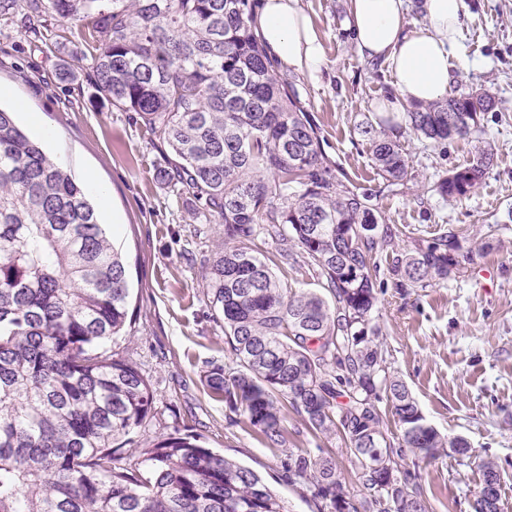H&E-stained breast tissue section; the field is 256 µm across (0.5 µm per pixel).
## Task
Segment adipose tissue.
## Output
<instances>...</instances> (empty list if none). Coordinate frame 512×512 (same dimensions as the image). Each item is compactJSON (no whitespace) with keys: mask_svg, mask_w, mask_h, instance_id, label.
<instances>
[{"mask_svg":"<svg viewBox=\"0 0 512 512\" xmlns=\"http://www.w3.org/2000/svg\"><path fill=\"white\" fill-rule=\"evenodd\" d=\"M418 9L422 26L409 32L407 0H348L347 29L359 54L392 70L394 93L375 111L397 114L448 95L466 0H418ZM251 25L285 67L314 77L325 66L319 32L300 0H260Z\"/></svg>","mask_w":512,"mask_h":512,"instance_id":"obj_1","label":"adipose tissue"}]
</instances>
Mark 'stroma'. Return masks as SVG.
Segmentation results:
<instances>
[{"instance_id": "stroma-1", "label": "stroma", "mask_w": 512, "mask_h": 512, "mask_svg": "<svg viewBox=\"0 0 512 512\" xmlns=\"http://www.w3.org/2000/svg\"><path fill=\"white\" fill-rule=\"evenodd\" d=\"M464 31L451 61L450 89H488L495 108L470 136L444 145L404 133L399 142L411 174L391 185L376 169L361 129L376 117L372 102L391 91L384 62L362 60L344 30L347 0H301L321 35L327 66L311 78L282 76L312 115L321 149L344 183L376 191L385 223L403 237L380 249L375 321L391 375L402 379L427 421L442 435L466 439L471 456L445 451L421 471L430 512H474L482 483L479 460L500 473L501 512H512V0H466ZM95 42L82 18L33 13L27 0L0 12V85L14 95L0 106L34 134L32 119L52 131L45 150L77 181L95 178L110 191L102 216L126 259L130 288L125 334L117 344L133 354L157 389L154 438L189 429L205 445L262 475L290 512H317L299 489L280 478L289 450L335 447L289 413L285 446L271 448L247 422L231 423L212 397L205 371L231 361L224 325L205 294L204 277L222 225L206 220L186 187L160 179L171 153L133 112L95 96ZM493 162L466 197L443 200L430 185L469 165L479 146ZM497 225L488 235L489 225ZM479 245L474 260L441 286L394 288L396 254L444 232Z\"/></svg>"}]
</instances>
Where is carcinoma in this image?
Masks as SVG:
<instances>
[{
	"mask_svg": "<svg viewBox=\"0 0 512 512\" xmlns=\"http://www.w3.org/2000/svg\"><path fill=\"white\" fill-rule=\"evenodd\" d=\"M58 18L91 20L95 90L138 115L175 156L159 177L192 190L224 225L205 274L234 366L205 375L213 396L245 416L269 447L286 443V411L345 447L354 483L331 451L288 452L280 479L318 512H428L418 482L467 440L429 425L408 386L387 371L372 323L374 254L402 230L383 223L375 194L334 175L315 125L250 25L249 0H47ZM487 93H461L381 117L362 133L389 182L408 177L397 134L437 145L466 137L493 109ZM493 160L430 187L472 192ZM285 241L317 269L332 300L293 291L272 272ZM442 233L392 260L397 288H427L471 260ZM126 265L86 189L0 109V512H288L252 469L170 434L124 464L156 417L151 381L130 355L104 345L128 319ZM401 428H384L381 403Z\"/></svg>",
	"mask_w": 512,
	"mask_h": 512,
	"instance_id": "1",
	"label": "carcinoma"
}]
</instances>
